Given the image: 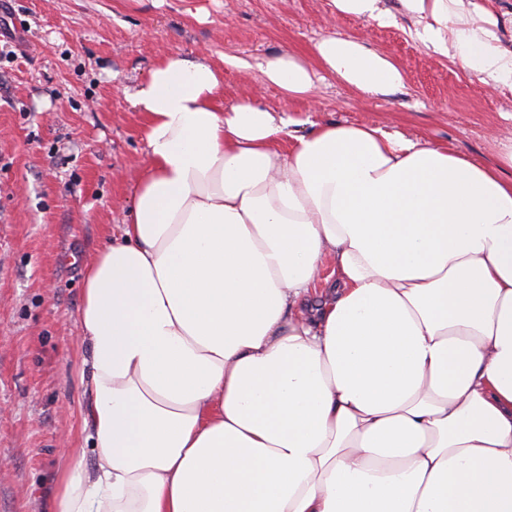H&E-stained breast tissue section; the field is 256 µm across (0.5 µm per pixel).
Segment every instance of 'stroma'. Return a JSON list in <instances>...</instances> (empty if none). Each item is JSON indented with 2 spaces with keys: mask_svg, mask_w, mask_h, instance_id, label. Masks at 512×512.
Wrapping results in <instances>:
<instances>
[{
  "mask_svg": "<svg viewBox=\"0 0 512 512\" xmlns=\"http://www.w3.org/2000/svg\"><path fill=\"white\" fill-rule=\"evenodd\" d=\"M381 27L330 0H0V512H50L65 449L84 444L89 399L77 349L83 266L126 223L149 161L144 114L124 96L177 51L221 70L219 99H254L310 125L373 124L498 165L512 144V91L425 47L398 0ZM338 34L389 57L388 96L318 71L309 97L254 64L287 52L316 64ZM252 62L225 67L224 56Z\"/></svg>",
  "mask_w": 512,
  "mask_h": 512,
  "instance_id": "35a3bbf8",
  "label": "stroma"
}]
</instances>
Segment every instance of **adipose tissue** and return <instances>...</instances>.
<instances>
[{"instance_id": "1", "label": "adipose tissue", "mask_w": 512, "mask_h": 512, "mask_svg": "<svg viewBox=\"0 0 512 512\" xmlns=\"http://www.w3.org/2000/svg\"><path fill=\"white\" fill-rule=\"evenodd\" d=\"M486 85L512 50L478 0H400ZM321 67L404 75L328 36ZM257 67L290 96L314 70ZM220 72L171 52L130 95L149 163L84 267L89 401L56 512H512V147L494 167L380 127L281 136ZM94 459H87V452Z\"/></svg>"}]
</instances>
